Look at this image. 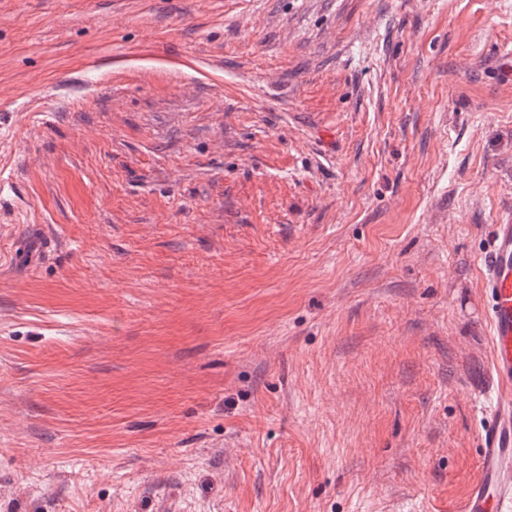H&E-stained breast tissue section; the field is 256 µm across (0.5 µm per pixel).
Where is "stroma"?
<instances>
[{"mask_svg":"<svg viewBox=\"0 0 512 512\" xmlns=\"http://www.w3.org/2000/svg\"><path fill=\"white\" fill-rule=\"evenodd\" d=\"M511 221L512 0H0V512H460Z\"/></svg>","mask_w":512,"mask_h":512,"instance_id":"35a3bbf8","label":"stroma"}]
</instances>
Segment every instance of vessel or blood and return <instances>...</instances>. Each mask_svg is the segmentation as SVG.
Returning a JSON list of instances; mask_svg holds the SVG:
<instances>
[{"label":"vessel or blood","mask_w":512,"mask_h":512,"mask_svg":"<svg viewBox=\"0 0 512 512\" xmlns=\"http://www.w3.org/2000/svg\"><path fill=\"white\" fill-rule=\"evenodd\" d=\"M482 278L495 399L479 431L481 478L461 512H512V223L494 225Z\"/></svg>","instance_id":"b4317fda"}]
</instances>
